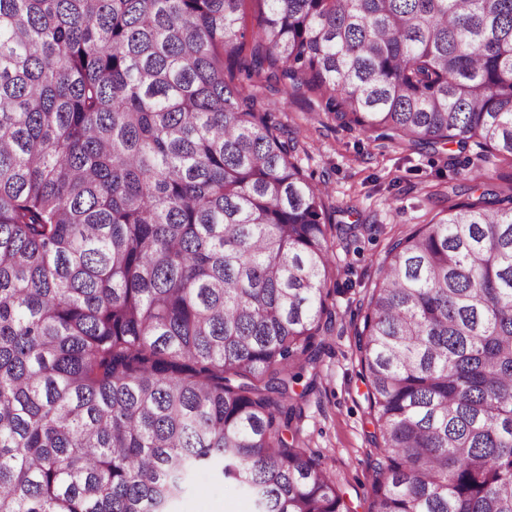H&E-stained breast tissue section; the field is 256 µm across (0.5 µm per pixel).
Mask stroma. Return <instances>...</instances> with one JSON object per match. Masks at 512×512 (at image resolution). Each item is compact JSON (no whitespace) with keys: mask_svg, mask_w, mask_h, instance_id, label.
<instances>
[{"mask_svg":"<svg viewBox=\"0 0 512 512\" xmlns=\"http://www.w3.org/2000/svg\"><path fill=\"white\" fill-rule=\"evenodd\" d=\"M252 91L297 141L301 165L325 190L330 216L328 239L336 269L330 299L333 330L318 388L301 403L300 439L321 453L354 512H367L378 451L367 387L359 376L356 329L392 243L415 225L430 223L450 204L471 199L468 161L476 148L454 143L432 148L398 137L379 138L349 119L326 114L313 94H287L260 84ZM175 509L253 512V505L246 492L202 471Z\"/></svg>","mask_w":512,"mask_h":512,"instance_id":"1","label":"stroma"}]
</instances>
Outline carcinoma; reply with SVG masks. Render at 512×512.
<instances>
[{"instance_id":"cac0c4a2","label":"carcinoma","mask_w":512,"mask_h":512,"mask_svg":"<svg viewBox=\"0 0 512 512\" xmlns=\"http://www.w3.org/2000/svg\"><path fill=\"white\" fill-rule=\"evenodd\" d=\"M256 27L248 29L245 5ZM512 164V0H0V512H350L286 437L331 332L323 192L236 75ZM391 245L368 512H512V195ZM177 512H252L246 492L224 483L210 471H200L194 487L175 504Z\"/></svg>"}]
</instances>
